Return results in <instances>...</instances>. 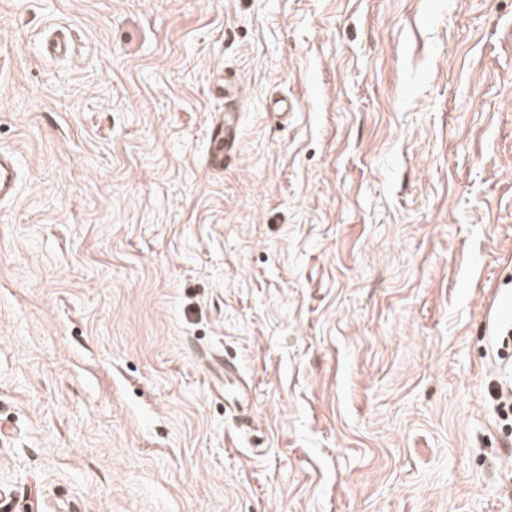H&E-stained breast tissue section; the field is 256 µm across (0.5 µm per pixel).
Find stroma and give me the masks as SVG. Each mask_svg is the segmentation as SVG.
<instances>
[{"instance_id":"1","label":"stroma","mask_w":512,"mask_h":512,"mask_svg":"<svg viewBox=\"0 0 512 512\" xmlns=\"http://www.w3.org/2000/svg\"><path fill=\"white\" fill-rule=\"evenodd\" d=\"M0 149V512H512V0H0ZM237 115V112L224 110V115L219 113L212 121L208 150V166L211 169L223 171L224 160L229 157L235 147L238 130ZM20 181L17 157L13 153L0 152V205L13 200Z\"/></svg>"}]
</instances>
